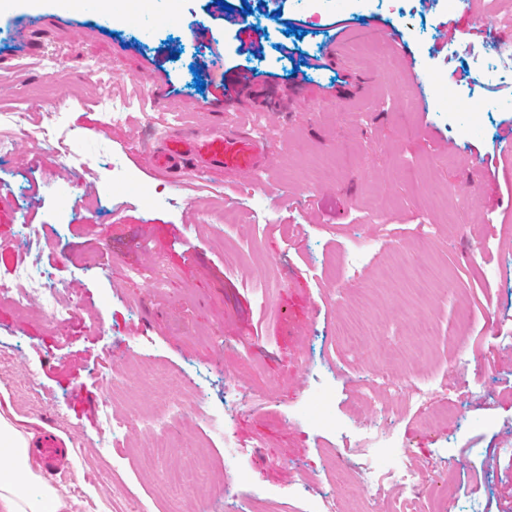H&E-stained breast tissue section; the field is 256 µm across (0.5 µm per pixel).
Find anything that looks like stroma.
<instances>
[{
  "label": "stroma",
  "instance_id": "35a3bbf8",
  "mask_svg": "<svg viewBox=\"0 0 512 512\" xmlns=\"http://www.w3.org/2000/svg\"><path fill=\"white\" fill-rule=\"evenodd\" d=\"M227 2L148 0L132 32L101 26L110 0L98 12L0 0V49L23 14L45 16L31 53L0 64V110L47 84L56 54L63 123L102 199L90 205L59 157L22 145L0 163V274L29 226L77 308L55 326L0 304V387L35 434L68 447L52 485L78 512H238L241 492L258 494L254 512L333 500L378 512L405 496L394 472L404 456L425 475L426 512H512V165L496 148L512 135V76L485 80L483 106L461 101L476 58L505 35L491 17L512 15V0L465 11L426 0L405 21L384 0H330L322 12L306 0ZM166 9L178 23L163 30ZM367 27L400 42L366 44ZM215 41L224 59L209 68L198 47ZM241 71L262 84L238 85ZM414 71L440 90L427 105ZM109 101L125 104V124L100 123ZM162 110L198 134L274 128L260 190L246 175L154 171ZM116 169L126 182L115 194ZM219 199L227 217L258 213L247 239L201 223ZM353 326L371 362L348 342ZM383 366L455 416L427 427L411 404L373 427L356 405L382 397ZM108 412L128 425L101 448ZM189 459L205 481L176 480ZM340 466L368 475L369 489L343 497ZM304 476L316 489L283 497ZM446 483L461 490L455 502Z\"/></svg>",
  "mask_w": 512,
  "mask_h": 512
}]
</instances>
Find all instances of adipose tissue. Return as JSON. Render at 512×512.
Instances as JSON below:
<instances>
[{"instance_id": "ef3b65f1", "label": "adipose tissue", "mask_w": 512, "mask_h": 512, "mask_svg": "<svg viewBox=\"0 0 512 512\" xmlns=\"http://www.w3.org/2000/svg\"><path fill=\"white\" fill-rule=\"evenodd\" d=\"M32 431L0 410V447L11 449L9 465L0 466V512H77L78 503L51 485L42 483L29 452ZM39 486L41 508H34L26 486Z\"/></svg>"}]
</instances>
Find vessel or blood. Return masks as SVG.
I'll return each instance as SVG.
<instances>
[{
	"instance_id": "vessel-or-blood-1",
	"label": "vessel or blood",
	"mask_w": 512,
	"mask_h": 512,
	"mask_svg": "<svg viewBox=\"0 0 512 512\" xmlns=\"http://www.w3.org/2000/svg\"><path fill=\"white\" fill-rule=\"evenodd\" d=\"M42 21V13H25L15 29L13 47L1 50L0 59H11L18 51L28 50L29 33ZM268 158V143L234 124L207 135L173 132L163 145L154 148L151 153L152 166L161 173L170 172L176 165L188 162L197 171L246 174L262 169ZM65 452V445L60 440L48 434L42 436L37 453L44 472L54 473Z\"/></svg>"
}]
</instances>
